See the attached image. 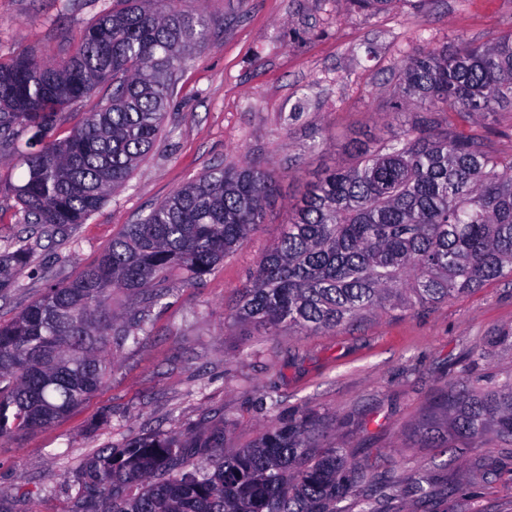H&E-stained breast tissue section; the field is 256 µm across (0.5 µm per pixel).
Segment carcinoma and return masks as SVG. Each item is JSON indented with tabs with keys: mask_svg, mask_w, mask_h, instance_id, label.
I'll use <instances>...</instances> for the list:
<instances>
[{
	"mask_svg": "<svg viewBox=\"0 0 512 512\" xmlns=\"http://www.w3.org/2000/svg\"><path fill=\"white\" fill-rule=\"evenodd\" d=\"M126 3L89 26L56 67L28 54L0 61V154L15 152L26 166L10 191L41 237L86 223L127 183L162 131L175 71L210 37L205 19L167 0ZM101 85L105 104L55 137L64 106ZM399 104L427 115L308 190L246 286L239 322L271 335L317 334L368 310L436 304L512 275V159L463 129L512 110V33L409 57ZM273 193L255 163L212 167L126 225L96 265L0 323V438L58 421L93 396L112 371V342L147 335L171 277L202 284L263 223ZM33 256L25 240L0 247L1 298ZM117 290L141 305L114 313ZM444 414L421 432L423 446L491 430L511 441L512 380L484 386L463 369ZM320 428L304 414L228 455L221 428L102 448L84 461L70 512H342L366 468L325 447ZM194 458L213 459V470L192 466Z\"/></svg>",
	"mask_w": 512,
	"mask_h": 512,
	"instance_id": "obj_1",
	"label": "carcinoma"
}]
</instances>
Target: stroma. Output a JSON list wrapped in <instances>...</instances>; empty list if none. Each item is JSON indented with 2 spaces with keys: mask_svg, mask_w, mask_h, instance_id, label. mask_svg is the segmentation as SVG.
<instances>
[{
  "mask_svg": "<svg viewBox=\"0 0 512 512\" xmlns=\"http://www.w3.org/2000/svg\"><path fill=\"white\" fill-rule=\"evenodd\" d=\"M204 17L208 41L173 78L163 129L127 185L87 221L35 247V275L0 300L11 321L52 283L95 265L125 225L221 164L264 163L276 185L264 220L200 287L176 279L139 344L113 345L111 375L66 418L0 439V512H68L83 460L150 433L224 431V450L251 445L283 413L324 424L328 445L396 488L383 512H512V442L488 434L418 444L462 368L482 384L512 380V275L434 305L386 306L336 330L267 335L234 313L292 207L325 171L351 165L353 142L388 144L413 120L396 110L408 57L512 31V0H400L380 13L345 0H174ZM117 0H0V61L21 53L53 64ZM499 157L512 156V111L469 124ZM428 475L449 492L413 495Z\"/></svg>",
  "mask_w": 512,
  "mask_h": 512,
  "instance_id": "obj_1",
  "label": "stroma"
}]
</instances>
